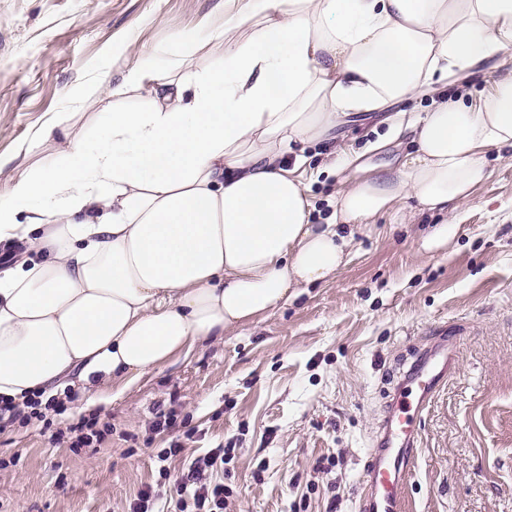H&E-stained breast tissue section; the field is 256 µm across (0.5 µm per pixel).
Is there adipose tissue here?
<instances>
[{
    "label": "adipose tissue",
    "mask_w": 512,
    "mask_h": 512,
    "mask_svg": "<svg viewBox=\"0 0 512 512\" xmlns=\"http://www.w3.org/2000/svg\"><path fill=\"white\" fill-rule=\"evenodd\" d=\"M210 38L223 64L180 77L181 59L133 57L98 93L95 133L71 137L58 117L43 135L61 139L59 161L0 200V243L41 256L0 263V398L123 392L332 279L344 227L374 231L408 200L447 213L487 179V150L512 149L510 75L396 126L414 151L337 191L328 223L281 163L350 116L512 50V0H224ZM142 89L147 107L128 108Z\"/></svg>",
    "instance_id": "obj_1"
}]
</instances>
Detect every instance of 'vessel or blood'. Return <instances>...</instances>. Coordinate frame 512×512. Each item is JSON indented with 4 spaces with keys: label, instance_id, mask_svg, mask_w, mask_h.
<instances>
[{
    "label": "vessel or blood",
    "instance_id": "vessel-or-blood-1",
    "mask_svg": "<svg viewBox=\"0 0 512 512\" xmlns=\"http://www.w3.org/2000/svg\"><path fill=\"white\" fill-rule=\"evenodd\" d=\"M457 359L447 340L418 355L401 374L369 451L358 512H403L402 489L416 461L420 417Z\"/></svg>",
    "mask_w": 512,
    "mask_h": 512
}]
</instances>
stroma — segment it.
<instances>
[{
    "instance_id": "35a3bbf8",
    "label": "stroma",
    "mask_w": 512,
    "mask_h": 512,
    "mask_svg": "<svg viewBox=\"0 0 512 512\" xmlns=\"http://www.w3.org/2000/svg\"><path fill=\"white\" fill-rule=\"evenodd\" d=\"M224 0H0V194L62 146L37 135L57 113L73 134L99 120L88 92L111 88L135 53L167 63L176 40L198 42L191 66L220 65L206 44ZM512 74V57L459 69L438 96H418L345 124L306 146L314 223L333 214L340 182L402 161L401 116L440 96L470 103ZM358 152L335 168L328 158ZM489 176L452 212L448 244L424 240L443 218L377 217L381 235L354 230L350 260L324 284L250 324L206 342L119 397L77 395L64 414L0 427V512H130L141 490L174 512L177 482L213 448L228 451L226 512H358L360 476L388 393L431 343L457 345L455 372L421 419L405 512H512V152L489 150ZM172 424L156 425L159 414ZM103 435L76 448L77 423ZM181 446L179 456L165 449Z\"/></svg>"
}]
</instances>
